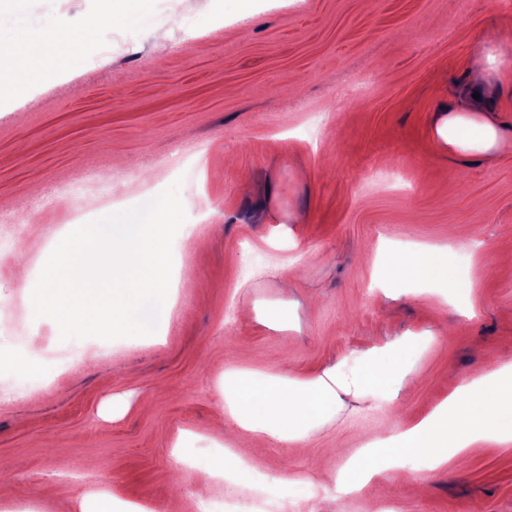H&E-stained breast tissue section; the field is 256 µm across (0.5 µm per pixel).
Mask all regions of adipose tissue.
<instances>
[{"instance_id": "adipose-tissue-1", "label": "adipose tissue", "mask_w": 512, "mask_h": 512, "mask_svg": "<svg viewBox=\"0 0 512 512\" xmlns=\"http://www.w3.org/2000/svg\"><path fill=\"white\" fill-rule=\"evenodd\" d=\"M10 52L17 66L0 71V86L19 95L31 83L48 81L57 62L67 56V48L54 29L21 39ZM511 53L512 28L499 30L494 43L474 47L468 61L471 80L467 90L453 105L436 113L433 139L441 151L491 163L512 141V128L498 122L484 100L490 88L512 83V74L501 69ZM392 265L413 279L439 277L456 284L461 295L470 293L465 274L449 266L447 251H411L395 256ZM414 348L411 341L375 347L364 353L359 370L346 369L340 362L305 378L225 372L223 428L228 433L249 434L253 445L215 457L200 472L196 493L210 494L212 478L223 467H241L254 449L274 441L294 443L308 437L340 406L342 395L360 397L380 392L396 398L406 376L405 363ZM492 435L512 436V365L457 388L427 418L378 441L373 452L403 464L427 460L437 467L447 463L449 449L462 450Z\"/></svg>"}]
</instances>
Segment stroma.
Returning a JSON list of instances; mask_svg holds the SVG:
<instances>
[{
    "label": "stroma",
    "instance_id": "obj_1",
    "mask_svg": "<svg viewBox=\"0 0 512 512\" xmlns=\"http://www.w3.org/2000/svg\"><path fill=\"white\" fill-rule=\"evenodd\" d=\"M0 0V47L61 24L72 46L52 85L25 102L0 91V234L14 253L100 217L108 200L71 197L86 177L138 181L132 207L179 183L187 219L172 244L174 308L154 335L64 341L53 319L22 305L0 275V460L10 490L0 512H93L83 493L106 491L113 512L146 501L180 512L225 436L224 373L304 377L373 341L416 336L395 400L343 396L337 415L306 439L254 457L268 495L254 512H512V440H491L445 467L405 468L414 492L392 486L391 462L357 493H338L342 460L418 422L454 389L512 355V146L493 164L438 150L440 105L468 81L474 46L512 26V0ZM192 15L165 41L170 17ZM134 44L88 63L109 27ZM251 172L250 187L240 182ZM278 208L307 211L292 233L303 256L283 293L286 253L256 223L266 182ZM396 248L448 249L471 282L457 299L431 279L378 259ZM43 354L27 358L29 337ZM54 483L55 495L40 489Z\"/></svg>",
    "mask_w": 512,
    "mask_h": 512
}]
</instances>
